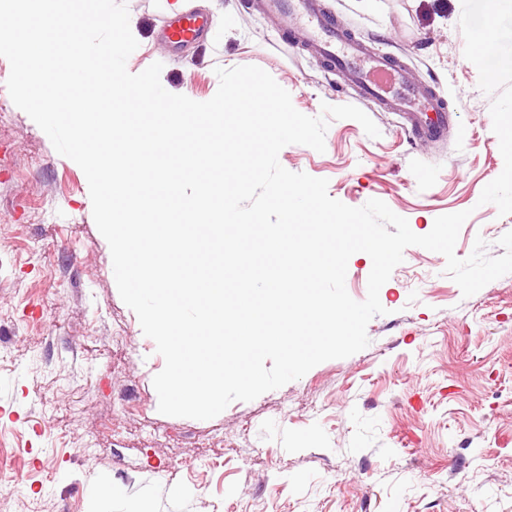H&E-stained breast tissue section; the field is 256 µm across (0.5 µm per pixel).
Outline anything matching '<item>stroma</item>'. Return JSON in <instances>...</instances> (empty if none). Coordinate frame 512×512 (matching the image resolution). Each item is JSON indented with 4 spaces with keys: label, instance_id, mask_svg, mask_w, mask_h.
<instances>
[{
    "label": "stroma",
    "instance_id": "stroma-1",
    "mask_svg": "<svg viewBox=\"0 0 512 512\" xmlns=\"http://www.w3.org/2000/svg\"><path fill=\"white\" fill-rule=\"evenodd\" d=\"M235 28L175 55L157 36L163 0H125L138 48L174 93L213 97L216 68L268 72L308 116L352 104L377 125L330 121L325 150L285 146L279 162L328 181L351 207L385 202L427 234L469 211L455 246L502 255L512 214L480 204L503 170L492 98L463 55L461 0H325L372 50L400 56L454 112L437 144L359 100L245 0ZM0 57V512H512V274L463 297L443 255L419 246L382 286L369 345L209 420L161 414L154 341L123 302L82 169L11 100Z\"/></svg>",
    "mask_w": 512,
    "mask_h": 512
}]
</instances>
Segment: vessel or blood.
<instances>
[{"mask_svg":"<svg viewBox=\"0 0 512 512\" xmlns=\"http://www.w3.org/2000/svg\"><path fill=\"white\" fill-rule=\"evenodd\" d=\"M257 10L283 22L286 41L304 47L328 70L342 74L356 94L403 120L408 137L421 142L445 138L454 117L435 90L417 85L400 57L372 51L338 24L321 0H257ZM207 16L187 10L161 19L159 33L171 53L202 44Z\"/></svg>","mask_w":512,"mask_h":512,"instance_id":"1","label":"vessel or blood"}]
</instances>
